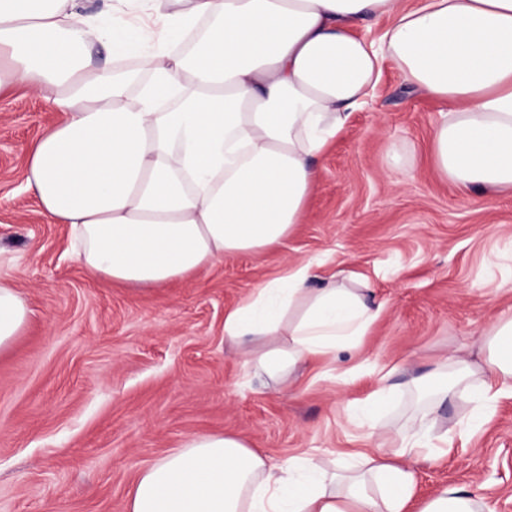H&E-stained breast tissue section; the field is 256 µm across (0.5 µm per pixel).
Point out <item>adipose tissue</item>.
I'll use <instances>...</instances> for the list:
<instances>
[{"label": "adipose tissue", "instance_id": "1", "mask_svg": "<svg viewBox=\"0 0 512 512\" xmlns=\"http://www.w3.org/2000/svg\"><path fill=\"white\" fill-rule=\"evenodd\" d=\"M108 21L78 0H0V93L24 86L60 119L28 148L26 184L69 225L90 277L142 290L188 278L225 255L283 248L317 184L314 158L366 104L382 65L442 109L432 161L442 179L512 193V0H118ZM156 16L147 39L130 14ZM389 18L369 40L358 28ZM106 45L149 79L137 93L88 50ZM321 262L289 264L224 316V340L248 374L286 386L298 366L335 361L381 318L383 303ZM30 311L0 277V353ZM483 365L454 352L436 368L434 400L396 428L375 426L390 399L358 408L370 440L349 463L266 459L234 433H203L145 467L126 512H491L481 496L443 487L416 502V462L452 443L434 430L444 401L467 424L512 398V307L483 341Z\"/></svg>", "mask_w": 512, "mask_h": 512}]
</instances>
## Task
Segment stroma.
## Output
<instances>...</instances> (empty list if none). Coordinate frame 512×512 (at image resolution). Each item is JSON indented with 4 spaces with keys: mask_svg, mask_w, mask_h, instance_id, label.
Returning <instances> with one entry per match:
<instances>
[{
    "mask_svg": "<svg viewBox=\"0 0 512 512\" xmlns=\"http://www.w3.org/2000/svg\"><path fill=\"white\" fill-rule=\"evenodd\" d=\"M440 107L385 62L368 105L316 160L301 224L276 253H239L157 290L95 282L67 225L42 213L26 153L59 115L26 91L0 100V276L30 310L0 355V512H125L139 473L196 433H238L276 464L362 445L355 403L375 365L401 364L397 427L420 406L413 379L459 348L478 350L512 294V195L476 194L438 177L430 159ZM323 257L326 273L365 279L385 311L360 349L339 351L345 385L299 371L284 390L246 377L224 341V315L288 263ZM417 498L437 488L485 495L512 512V399L454 440L439 464L415 467Z\"/></svg>",
    "mask_w": 512,
    "mask_h": 512,
    "instance_id": "obj_1",
    "label": "stroma"
}]
</instances>
